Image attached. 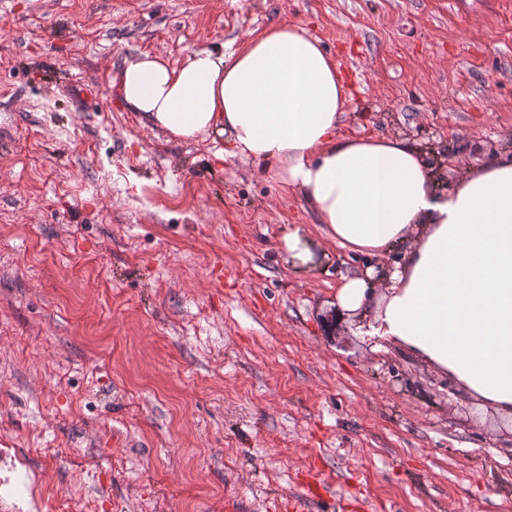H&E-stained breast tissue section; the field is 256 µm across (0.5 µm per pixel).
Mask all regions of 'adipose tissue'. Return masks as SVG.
Here are the masks:
<instances>
[{
	"label": "adipose tissue",
	"mask_w": 512,
	"mask_h": 512,
	"mask_svg": "<svg viewBox=\"0 0 512 512\" xmlns=\"http://www.w3.org/2000/svg\"><path fill=\"white\" fill-rule=\"evenodd\" d=\"M119 86L143 125L176 140L222 138L217 160L253 161L299 190L341 247L377 254L410 243L379 297L370 277H343L342 321L371 308L370 336L512 414V162L439 192L405 139L341 135L348 93L338 65L299 25L267 27L229 53L191 51L177 66L139 55Z\"/></svg>",
	"instance_id": "ef3b65f1"
}]
</instances>
